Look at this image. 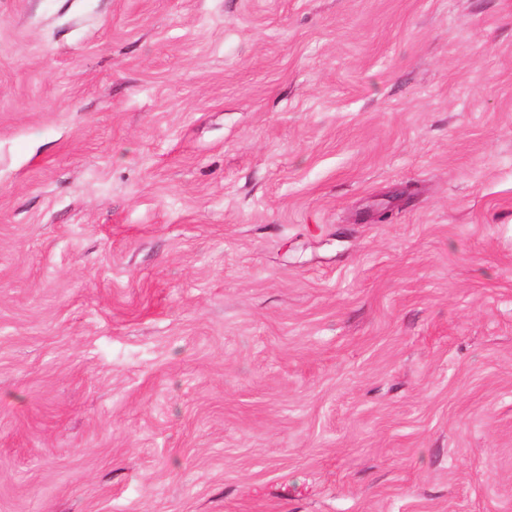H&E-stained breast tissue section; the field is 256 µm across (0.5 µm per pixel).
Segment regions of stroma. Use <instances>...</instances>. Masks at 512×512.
<instances>
[{
	"instance_id": "35a3bbf8",
	"label": "stroma",
	"mask_w": 512,
	"mask_h": 512,
	"mask_svg": "<svg viewBox=\"0 0 512 512\" xmlns=\"http://www.w3.org/2000/svg\"><path fill=\"white\" fill-rule=\"evenodd\" d=\"M0 512H512V0H0Z\"/></svg>"
}]
</instances>
